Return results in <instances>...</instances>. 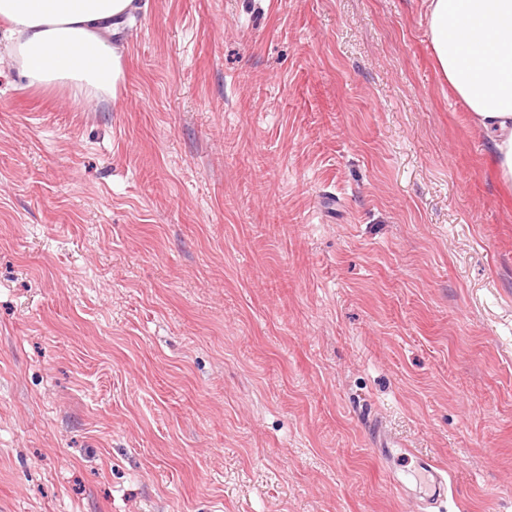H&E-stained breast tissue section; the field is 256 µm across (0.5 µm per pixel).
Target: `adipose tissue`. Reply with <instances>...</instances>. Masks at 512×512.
<instances>
[{"instance_id":"ef3b65f1","label":"adipose tissue","mask_w":512,"mask_h":512,"mask_svg":"<svg viewBox=\"0 0 512 512\" xmlns=\"http://www.w3.org/2000/svg\"><path fill=\"white\" fill-rule=\"evenodd\" d=\"M134 0H0L5 53L30 84L73 97L114 95L124 47L112 42ZM435 68L484 136L512 196V0H428Z\"/></svg>"}]
</instances>
